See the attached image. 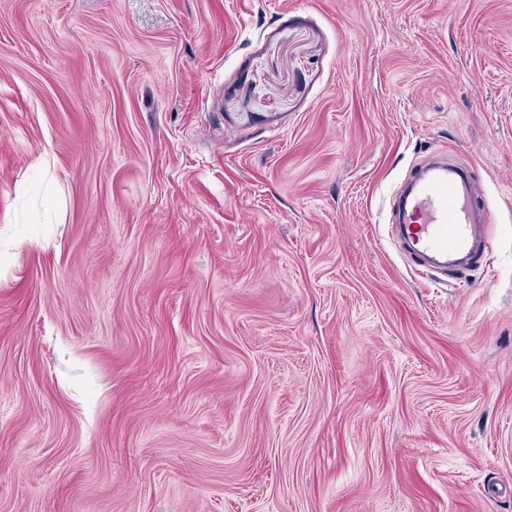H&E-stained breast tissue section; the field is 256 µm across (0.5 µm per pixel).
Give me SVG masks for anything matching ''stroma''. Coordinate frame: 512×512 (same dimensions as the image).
<instances>
[{
    "label": "stroma",
    "instance_id": "35a3bbf8",
    "mask_svg": "<svg viewBox=\"0 0 512 512\" xmlns=\"http://www.w3.org/2000/svg\"><path fill=\"white\" fill-rule=\"evenodd\" d=\"M0 512H512V0H0ZM389 203L409 231L414 255L441 271L468 269L489 249L494 219L485 188L449 157L411 173Z\"/></svg>",
    "mask_w": 512,
    "mask_h": 512
}]
</instances>
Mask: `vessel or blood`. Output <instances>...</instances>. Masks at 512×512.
Segmentation results:
<instances>
[{"instance_id":"vessel-or-blood-1","label":"vessel or blood","mask_w":512,"mask_h":512,"mask_svg":"<svg viewBox=\"0 0 512 512\" xmlns=\"http://www.w3.org/2000/svg\"><path fill=\"white\" fill-rule=\"evenodd\" d=\"M390 210L405 225L415 256L440 270L470 268L489 249L494 219L485 188L453 159L437 158L411 173Z\"/></svg>"}]
</instances>
